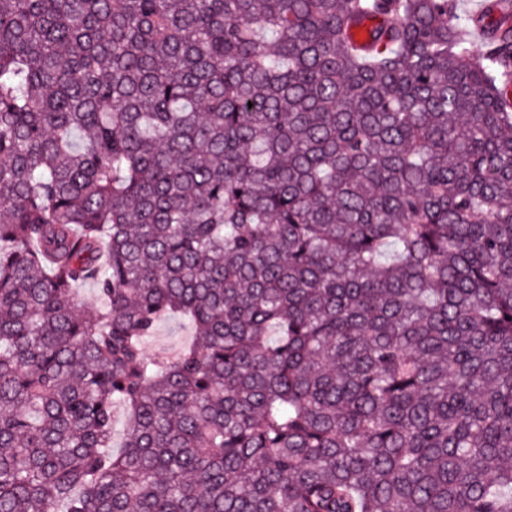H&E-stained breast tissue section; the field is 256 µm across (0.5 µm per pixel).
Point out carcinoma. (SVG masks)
Wrapping results in <instances>:
<instances>
[{
    "label": "carcinoma",
    "mask_w": 512,
    "mask_h": 512,
    "mask_svg": "<svg viewBox=\"0 0 512 512\" xmlns=\"http://www.w3.org/2000/svg\"><path fill=\"white\" fill-rule=\"evenodd\" d=\"M476 22L0 0V512H512V25ZM193 331L189 324L170 319L162 320L154 336L147 344V354L157 356L173 355L192 341Z\"/></svg>",
    "instance_id": "obj_1"
}]
</instances>
